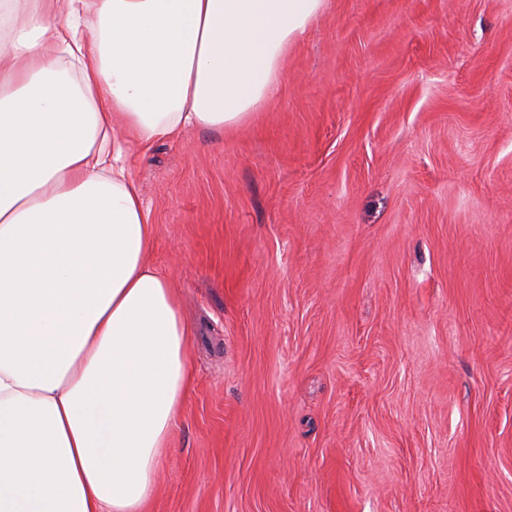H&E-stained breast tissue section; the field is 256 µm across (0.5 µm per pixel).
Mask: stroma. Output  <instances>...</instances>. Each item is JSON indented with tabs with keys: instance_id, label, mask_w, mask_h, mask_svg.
Segmentation results:
<instances>
[{
	"instance_id": "stroma-1",
	"label": "stroma",
	"mask_w": 512,
	"mask_h": 512,
	"mask_svg": "<svg viewBox=\"0 0 512 512\" xmlns=\"http://www.w3.org/2000/svg\"><path fill=\"white\" fill-rule=\"evenodd\" d=\"M132 174L196 374L150 512H512V0H330Z\"/></svg>"
}]
</instances>
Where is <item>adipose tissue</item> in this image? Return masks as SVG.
I'll use <instances>...</instances> for the list:
<instances>
[{
	"label": "adipose tissue",
	"instance_id": "ef3b65f1",
	"mask_svg": "<svg viewBox=\"0 0 512 512\" xmlns=\"http://www.w3.org/2000/svg\"><path fill=\"white\" fill-rule=\"evenodd\" d=\"M325 0H0V512H147L195 375L131 160L232 129Z\"/></svg>",
	"mask_w": 512,
	"mask_h": 512
}]
</instances>
